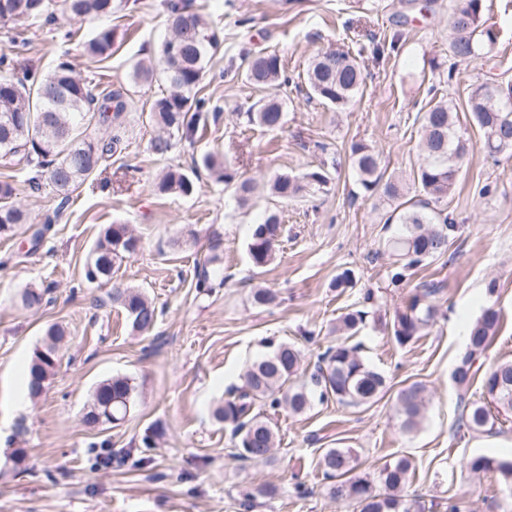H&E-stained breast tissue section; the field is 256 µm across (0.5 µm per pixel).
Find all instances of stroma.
<instances>
[{
	"label": "stroma",
	"instance_id": "35a3bbf8",
	"mask_svg": "<svg viewBox=\"0 0 512 512\" xmlns=\"http://www.w3.org/2000/svg\"><path fill=\"white\" fill-rule=\"evenodd\" d=\"M164 0H122L112 15L116 41L106 60L86 55L83 45L95 22L58 19L34 24L17 41L0 30V49L25 59L38 72L69 60L94 93L128 95L125 145L103 161L62 202L51 185L30 190L15 175V202L28 223L0 234V512H241L248 491L275 487L258 512H356L333 499L318 462L328 448L354 449L360 469L372 471L392 457L413 464L410 494L432 512L448 498L466 493L472 512H512L495 473L474 474L472 457H512V417L488 434L457 435V391L450 375L466 345L467 327L480 314L489 282L497 284L502 325L486 352V364L512 359V156L489 157L473 149L465 158L446 204L459 229L445 257L418 267L398 288L389 283L383 242L392 231L382 224L386 200L363 192L348 157L354 141L381 151L388 173L411 180L421 158L416 120L430 101L464 102L470 85L512 81V0H483L494 32L479 58L457 63L448 56V0H185L219 33L200 91L207 120L194 143L175 141L166 155L151 149L160 133L149 120L164 83H131V66L156 58L170 35ZM399 33L396 49L376 46ZM329 49L361 53L362 98L337 112L307 100L304 77L312 58ZM259 50L277 52L288 84L277 88L286 108L282 129L247 124L245 111L261 96L240 69ZM327 144L340 167L329 193L282 200L269 184L281 174L298 175L319 164L315 143ZM256 182L260 193L240 203L217 174L203 170L192 195L156 192L162 171L191 170L205 154ZM282 216L284 234L275 260L254 268L248 256L253 224L264 211ZM50 224L40 245L33 229ZM130 226L140 240L116 279L142 289L158 311L155 329L132 331L124 313L109 301L110 290L84 279V267L102 228ZM220 239L226 280L211 294L197 293L194 271ZM353 270L355 288L339 292L331 283ZM274 290L268 307L252 302L253 289ZM46 289L40 308L22 306L25 289ZM436 289V321L408 345L396 344L388 324L406 300ZM376 294L366 325L347 341L382 372L391 385L420 380L429 402L420 429L402 433L390 400L371 408L315 404L294 416L280 409L271 462L235 460L230 428L212 411L240 383L247 361L263 355L266 341L299 348L306 370L339 342L338 316L357 306L365 290ZM66 329L67 343L47 390L38 402L24 391V376L50 324ZM134 378L135 408L119 427L101 430L83 416L101 381ZM162 431L155 447L141 438ZM21 448L23 463L4 452ZM111 455L109 465L98 459ZM304 482L306 497L294 491Z\"/></svg>",
	"mask_w": 512,
	"mask_h": 512
}]
</instances>
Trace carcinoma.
I'll return each instance as SVG.
<instances>
[{"label": "carcinoma", "instance_id": "carcinoma-1", "mask_svg": "<svg viewBox=\"0 0 512 512\" xmlns=\"http://www.w3.org/2000/svg\"><path fill=\"white\" fill-rule=\"evenodd\" d=\"M115 9L114 0H0V27L51 22L58 15L89 17L99 22L96 35L89 40L86 51L97 57L112 55L114 29L107 25ZM452 39L451 57L467 60L478 56L477 37L483 35V0H450L448 5ZM170 38L181 51L164 43L158 62L138 61L132 65L131 80L136 85L163 80L171 92L154 101L150 118L166 134L156 137L151 148L158 155L167 154L172 138L192 142L203 119L205 101L197 97L206 72L207 57L218 42V35L209 22L190 13L182 3L168 6ZM0 169L25 173L31 189L41 188L40 179L48 175L62 200L93 174L101 162L112 156L124 143L126 127L124 112L128 101L120 93H101L96 97L87 82L74 74L71 63L61 60L44 75L33 71L23 61L0 54ZM246 81L267 95L246 113L248 122L270 130L285 123V106L270 94L288 82L284 66L275 52H264L244 59ZM364 73L360 56L335 51L318 55L307 71V96L322 104L341 109L353 105L363 94ZM471 124L481 135V147L491 156L512 152V82L472 86L465 100ZM92 118L108 130L102 138H91L81 131L79 123ZM457 111L454 104L440 99L419 113L421 127L420 151L422 162L414 172L413 182L424 198L408 196L405 186L380 169L379 150L363 141L350 145V158L365 192L383 196L391 207L385 223L402 225L400 233L386 246L393 257L389 266V282L398 287L410 272L429 260L448 254V246L458 231V225L448 208L435 204L448 198L453 191L459 170L474 144L458 134ZM196 172L187 173L170 168L156 184L158 191L193 194ZM332 172L325 164L300 176L279 175L272 181L277 197L288 200L304 192L329 190ZM224 184L234 187L239 199L245 201L253 192L248 179H240L229 168L224 169ZM16 188L9 180H0V234L27 223V215L13 205ZM283 227L279 214L267 213L260 224L254 225L248 243L252 265L259 269L271 264ZM220 243L210 244L211 255L197 271L196 288L209 291L214 283H224V275L214 267L218 261ZM139 249V239L125 224L106 226L84 269L90 284H102L112 279L123 261ZM433 291L411 297L403 310L395 313L390 332L400 346L410 343L437 316V306L431 299ZM112 302L126 314L131 329L149 333L158 320V311L140 289H112ZM368 311L353 310L336 321V332L353 336L365 326ZM500 326V313L494 305L486 306L470 324L465 350L452 372L462 411L457 431L472 434L491 433L496 420L512 414V360L485 366V354ZM65 336L59 324L50 325L41 349L37 350L28 369L27 393L30 400L39 399L47 388L57 361V351ZM301 354L293 345L280 343L263 358L248 363L241 374V385L229 390L213 416L232 426L235 440L233 457L242 460L271 458L277 433L265 408L282 406L300 415L315 403L335 401L351 408L369 407L393 393L394 408L406 433L418 430L424 417L425 385L406 381L392 390L385 376L364 362L357 348L338 343L319 358L314 371H300ZM482 379V397L468 399L466 395L476 376ZM137 385L133 379L116 375L102 381L92 395L85 414L86 422L99 421L120 424L133 410ZM319 466L329 480V493L338 501L353 502L359 512H424V506L404 495L410 480L408 457L395 456L373 473L357 472V457L351 448H328L320 457ZM475 474L495 472L501 492L512 499V459L477 456L467 462Z\"/></svg>", "mask_w": 512, "mask_h": 512}]
</instances>
